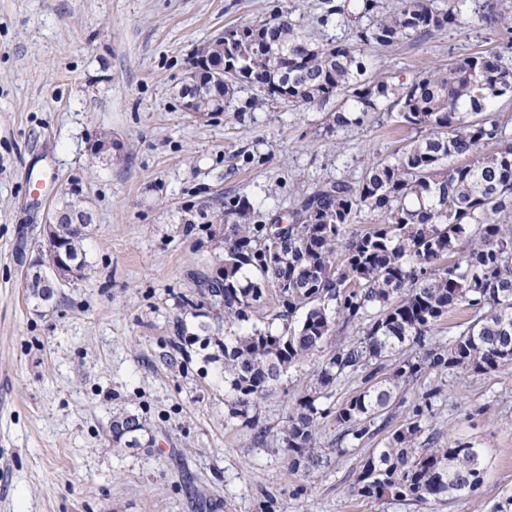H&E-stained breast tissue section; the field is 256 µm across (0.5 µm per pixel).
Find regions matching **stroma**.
<instances>
[{
  "label": "stroma",
  "mask_w": 512,
  "mask_h": 512,
  "mask_svg": "<svg viewBox=\"0 0 512 512\" xmlns=\"http://www.w3.org/2000/svg\"><path fill=\"white\" fill-rule=\"evenodd\" d=\"M277 11L310 33H353L325 20L323 0H0V512H203V500L204 512H495L512 500V364L423 375L352 447L325 422L324 466L293 473L280 446L288 417L363 328L338 316L316 355L247 417L231 414L229 330L197 288L222 250L184 216L241 197L253 223H273L416 136L383 111L335 130L331 113L255 99L246 83L214 119L186 112L179 91L195 50ZM477 52L510 58L512 41L473 17L369 49L365 63L399 84ZM104 134L115 148L93 155ZM75 187L92 216L86 274L50 301L30 299L46 214ZM427 393L422 439L480 448L481 484L424 503L361 495L363 463ZM126 414L143 425L139 446L112 441Z\"/></svg>",
  "instance_id": "35a3bbf8"
}]
</instances>
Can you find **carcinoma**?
Segmentation results:
<instances>
[{"instance_id":"1","label":"carcinoma","mask_w":512,"mask_h":512,"mask_svg":"<svg viewBox=\"0 0 512 512\" xmlns=\"http://www.w3.org/2000/svg\"><path fill=\"white\" fill-rule=\"evenodd\" d=\"M503 0H336L327 16L356 24L352 38L322 39L278 12L224 31L215 65L231 64L224 89L208 82L187 91L199 107L221 108L237 85L291 107L336 101L338 127L360 124L393 98L401 122L417 138L373 163L356 183L338 180L304 196L291 212L288 240L271 255L268 225L251 222L253 205L227 207L224 283L200 288L226 324L251 321L272 290L279 302L276 331L254 329L224 337L230 404L247 411L281 371L318 352L331 336L328 304L347 321L370 317L361 335L334 351L318 373L317 388L289 416L282 447L295 472L323 464L315 453L320 422L343 428L337 442L374 435L378 416L400 398L399 389L427 370L445 367L491 372L512 362V137L493 100L512 94V66L497 53H476L393 87L363 78V56L374 45L460 28L474 14L485 26L512 33ZM491 144L496 150L485 154ZM463 163L454 164V161ZM368 210L375 222L350 233ZM455 309L473 319L447 346L424 350L381 373L380 361L407 343L423 345L436 322ZM364 373L366 387L340 406L325 405L323 389ZM423 405L372 454L358 476L367 497L436 500L477 488L484 472L479 449L454 443L418 448ZM139 418L112 421V440L138 443Z\"/></svg>"}]
</instances>
